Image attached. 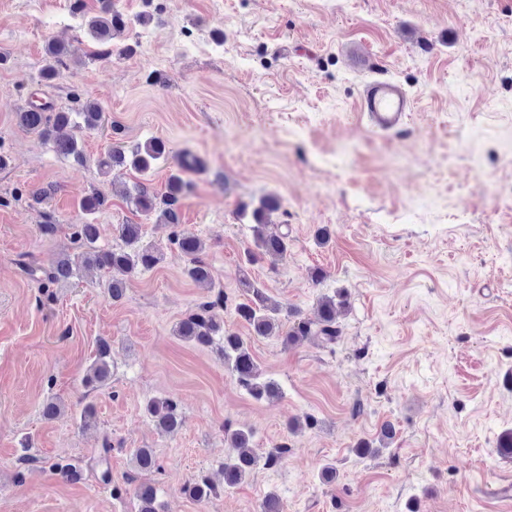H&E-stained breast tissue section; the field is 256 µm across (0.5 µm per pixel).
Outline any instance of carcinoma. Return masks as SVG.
Returning a JSON list of instances; mask_svg holds the SVG:
<instances>
[{
  "label": "carcinoma",
  "mask_w": 512,
  "mask_h": 512,
  "mask_svg": "<svg viewBox=\"0 0 512 512\" xmlns=\"http://www.w3.org/2000/svg\"><path fill=\"white\" fill-rule=\"evenodd\" d=\"M70 12L84 18L87 34L96 41L102 50L98 56H112V39L122 33L127 21L112 5H102L95 15H88L84 0H71ZM72 56L71 49L63 44L50 43L45 50L39 82L47 85L61 78L68 68ZM103 111L98 103L86 100L77 108L52 103L40 106L28 102L27 107L17 113L19 124L25 129L41 136L52 145L55 153L71 159L78 164L87 161L84 150L76 135L67 129L95 130L100 126ZM171 148L163 140L150 138L143 143L130 147L121 142L97 158V165L111 172L131 169L142 177L152 173L160 163L168 161ZM201 161L185 153L182 155L179 169L168 178L166 191L153 192L148 185L138 181L125 193V199L136 213L154 220L157 224H168L174 228L171 241L185 259L184 273L193 283L202 288L215 287L211 266L204 257L205 243L195 233L180 229L178 211L179 198L187 187L183 173L197 169ZM107 196L94 191L85 196L79 208L86 216H92L105 209ZM280 209V201L273 195H267L254 202L241 203L238 211L240 220L247 221L250 231L248 246L238 267L239 283L244 290V299L236 305L237 316L247 325L250 336L269 338L276 336L288 345L300 336H318L326 344H334L339 336L336 315L345 305L334 296H323L318 301L317 316L313 320L300 319L290 328H285L281 315L285 308L269 295L267 289L250 276L251 267L269 259L276 263L286 258L289 249L288 235L271 234L268 227L273 224L272 217ZM71 238L74 252L59 253L49 266L25 267L32 277H39L42 287L67 284L81 276L87 269H96L106 276L107 290L112 300L123 298L127 290L128 278L134 274L150 271L163 259L158 247L145 240L143 225L125 223L116 225L121 245L108 249L97 246L101 236L100 225L91 222L72 225ZM224 306V294L219 290L213 299L197 306L196 310L181 319L174 327V335L182 340L201 346H214L220 358L228 366L238 386L251 398L262 401L281 396L277 382L264 376L261 368L251 355L247 338L226 327L224 319L216 309ZM111 345L100 339L97 342L93 362L82 378L83 386L89 391L99 390L112 378ZM145 413L153 420L156 428L164 433L176 432L183 423L178 403L169 397H153L144 404ZM224 441L232 452L224 459L222 470L223 486L216 485L208 474H201L184 488L188 496L198 502H206L220 490L240 485L253 472L264 464L274 466L278 463L282 450L278 449L261 457L251 446L252 432L244 429L224 428ZM110 443H104L97 465L100 480L109 484L112 474L109 468ZM136 468L141 472L158 469V463L149 448H138L133 453ZM51 472L67 482H78L84 478V467L71 460H58L50 465ZM135 512H160L157 502V489L154 485L143 483L135 492Z\"/></svg>",
  "instance_id": "cac0c4a2"
}]
</instances>
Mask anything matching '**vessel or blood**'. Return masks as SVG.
I'll return each mask as SVG.
<instances>
[{"label": "vessel or blood", "mask_w": 512, "mask_h": 512, "mask_svg": "<svg viewBox=\"0 0 512 512\" xmlns=\"http://www.w3.org/2000/svg\"><path fill=\"white\" fill-rule=\"evenodd\" d=\"M358 110L367 119L371 131L390 133L402 129L412 110V100L398 82L372 78L358 99Z\"/></svg>", "instance_id": "vessel-or-blood-1"}]
</instances>
